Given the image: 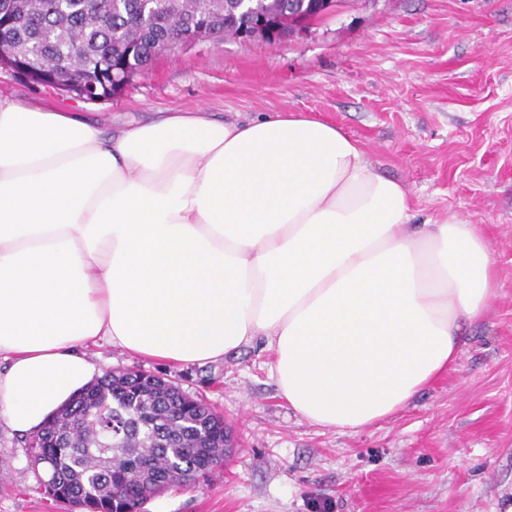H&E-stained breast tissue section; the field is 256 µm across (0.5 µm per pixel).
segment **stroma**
I'll use <instances>...</instances> for the list:
<instances>
[{"mask_svg": "<svg viewBox=\"0 0 512 512\" xmlns=\"http://www.w3.org/2000/svg\"><path fill=\"white\" fill-rule=\"evenodd\" d=\"M0 95L107 128L206 108L302 112L341 126L409 189L418 221L482 227L499 275L454 366L395 415L331 431L279 397L253 344L203 365L102 344V372L141 370L204 400L233 431L222 466L145 512H503L512 503V0H359L274 47L227 39L160 58L109 100L0 68ZM23 437L0 426V512H80L44 494Z\"/></svg>", "mask_w": 512, "mask_h": 512, "instance_id": "1", "label": "stroma"}]
</instances>
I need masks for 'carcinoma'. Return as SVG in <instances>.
<instances>
[{
	"instance_id": "1",
	"label": "carcinoma",
	"mask_w": 512,
	"mask_h": 512,
	"mask_svg": "<svg viewBox=\"0 0 512 512\" xmlns=\"http://www.w3.org/2000/svg\"><path fill=\"white\" fill-rule=\"evenodd\" d=\"M322 0H0V50L33 83L108 100L160 45L237 38L255 16L292 23ZM231 438L201 399L140 370L95 381L38 432L57 501L89 512H140L155 495L214 469Z\"/></svg>"
}]
</instances>
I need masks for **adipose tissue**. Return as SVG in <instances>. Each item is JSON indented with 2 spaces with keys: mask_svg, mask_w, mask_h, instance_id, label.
I'll list each match as a JSON object with an SVG mask.
<instances>
[{
  "mask_svg": "<svg viewBox=\"0 0 512 512\" xmlns=\"http://www.w3.org/2000/svg\"><path fill=\"white\" fill-rule=\"evenodd\" d=\"M414 217L357 140L300 112L105 131L0 97V426L39 431L103 339L186 365L259 342L300 417L373 426L499 289L481 227Z\"/></svg>",
  "mask_w": 512,
  "mask_h": 512,
  "instance_id": "ef3b65f1",
  "label": "adipose tissue"
}]
</instances>
